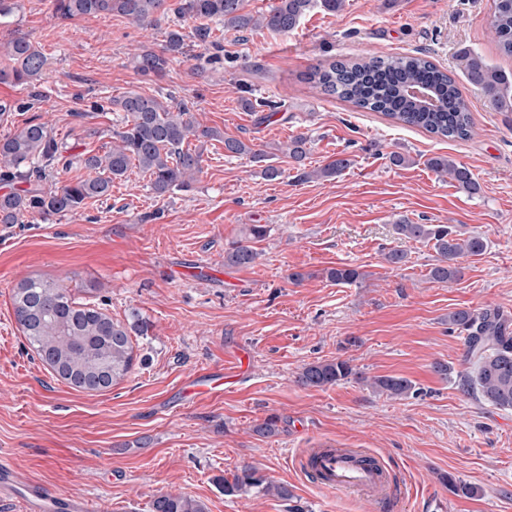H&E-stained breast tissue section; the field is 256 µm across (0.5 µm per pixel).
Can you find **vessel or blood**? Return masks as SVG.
<instances>
[{
	"label": "vessel or blood",
	"mask_w": 512,
	"mask_h": 512,
	"mask_svg": "<svg viewBox=\"0 0 512 512\" xmlns=\"http://www.w3.org/2000/svg\"><path fill=\"white\" fill-rule=\"evenodd\" d=\"M297 462L300 470L323 490L360 493L369 512H383L385 506L397 501L393 475L375 453L322 441L301 450ZM0 499L20 503L24 512H109L108 504L95 506L86 498L23 479L12 464L1 458Z\"/></svg>",
	"instance_id": "vessel-or-blood-1"
}]
</instances>
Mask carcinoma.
I'll return each instance as SVG.
<instances>
[{
	"mask_svg": "<svg viewBox=\"0 0 512 512\" xmlns=\"http://www.w3.org/2000/svg\"><path fill=\"white\" fill-rule=\"evenodd\" d=\"M54 13L64 20L83 16H120L137 25L156 21V15L172 16V25L163 44L144 47L133 57L134 67L143 74L160 76L170 62L187 55L192 45L204 50L222 48L216 32L265 28L286 35L294 31L312 8L319 6L336 12L343 0H276L265 13L243 11V0H52ZM192 22L190 31L184 23ZM491 28L501 54L512 57V0H494ZM9 64L0 68V83L13 82L36 86L47 66L45 54L23 35L3 45ZM458 68L470 84L480 88L492 107L512 112V76L490 69L477 54L464 50L458 54ZM312 87L336 96L354 106L378 112L398 123L422 129L441 139L466 140L473 133L468 100L452 75L426 57L396 54L387 57H363L335 60L313 68L307 76ZM431 90L435 104L424 107L405 95L408 87ZM112 110L121 113V127L113 132L112 147L102 155L86 154L77 163L89 172L54 189L43 181L54 173L53 164L63 158L62 145L45 122L30 120L14 132L0 138V180L26 184L19 192L0 195V224H22L28 216L47 218L75 213L91 199L111 196L112 182L126 176L131 165L149 178L157 197L192 186L201 172L202 153L189 147L188 140L224 142V151L232 156H248L255 163L267 160V151L256 150L244 141L224 136L216 129L200 127L182 105L176 109L154 96L128 91L109 100ZM285 152L301 170L300 179L332 178L346 169L349 160L337 158L323 167L305 170L307 138L292 137ZM437 174L447 176L470 194L479 185L470 169L446 156L428 160ZM396 233L410 240L433 243L437 263L429 278L447 283L462 276L460 260L479 256L487 241L477 234L463 236L449 224L394 225ZM266 228L253 224L248 235L224 249V266L246 268L258 258L253 243L263 240ZM326 277L337 284H352L364 274L352 266L327 270ZM17 321L24 336L42 363L56 361L89 379L112 368V381L124 378L132 368L131 332L144 334L147 326H126L115 321L95 303L78 304L68 289L57 281L29 278L14 293ZM448 323L466 332L465 361L470 370L460 374L466 391H476L490 405L512 409V317L498 308L481 311L457 309L448 315ZM353 374L346 360L317 361L308 364L298 376L305 387L332 386ZM372 386L389 397H400L412 389L403 377L384 376ZM224 494L255 490L279 497L288 490L257 475L244 466L232 479L220 478ZM151 512H205L202 504L183 495L162 493L151 503Z\"/></svg>",
	"mask_w": 512,
	"mask_h": 512,
	"instance_id": "obj_1",
	"label": "carcinoma"
}]
</instances>
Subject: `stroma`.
Here are the masks:
<instances>
[{
    "instance_id": "stroma-1",
    "label": "stroma",
    "mask_w": 512,
    "mask_h": 512,
    "mask_svg": "<svg viewBox=\"0 0 512 512\" xmlns=\"http://www.w3.org/2000/svg\"><path fill=\"white\" fill-rule=\"evenodd\" d=\"M0 43L23 34L49 59L40 102L0 83V137L31 119L48 123L65 158L104 153L120 121L108 100L135 90L172 95L201 125L258 149L307 136V167L345 157L330 180H300L285 155L266 179L248 157L199 142L202 171L192 187L158 198L138 169L114 181L109 199L77 213L0 225V457L18 473L64 492L108 502L112 512H150L154 497L181 494L205 512H367L363 498L325 492L301 473L300 449L327 440L378 453L398 478V512H512V410L463 391L464 334L449 325L459 308L497 307L512 315V112L495 110L462 83L474 134L442 140L377 112L319 93L302 76L339 59L423 53L450 74L468 50L512 73L491 31L493 0H345L312 9L283 36L265 29L224 33L221 62L208 51L173 61L163 76L136 71L141 47H159L165 25L141 28L119 17L63 20L50 0H19ZM205 71L191 77L192 68ZM257 100L245 111L240 97ZM409 156L396 167L390 153ZM468 166L481 186L468 194L439 177L429 158ZM452 224L478 234L487 251L465 259L462 277H428L431 244L394 231L400 220ZM251 224L267 228L249 268H228L224 250ZM407 252L402 268L387 252ZM363 272L353 284L327 269ZM303 273L301 282L291 273ZM63 283L96 301L132 334L133 366L111 389L71 388L31 350L13 294L28 277ZM342 359L354 373L323 388L298 382L309 363ZM244 362L223 395L182 405L196 374ZM450 365L443 378L435 364ZM377 376L410 379L413 394L390 398ZM277 416L278 431L255 432ZM244 466L288 488L278 498L225 495L219 477ZM476 487L450 491L443 476Z\"/></svg>"
}]
</instances>
